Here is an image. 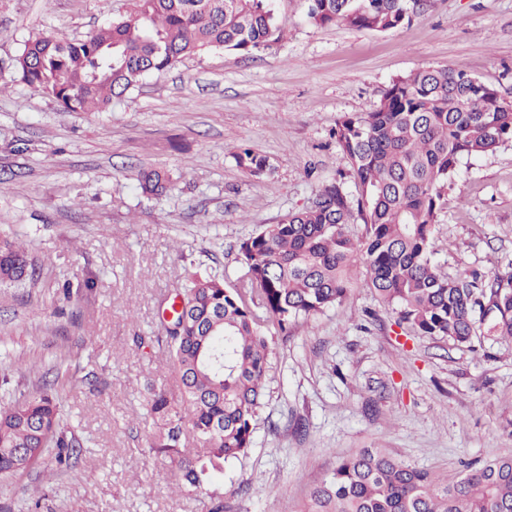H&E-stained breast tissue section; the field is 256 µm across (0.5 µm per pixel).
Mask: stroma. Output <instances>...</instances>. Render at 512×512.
Instances as JSON below:
<instances>
[{
  "label": "stroma",
  "instance_id": "obj_1",
  "mask_svg": "<svg viewBox=\"0 0 512 512\" xmlns=\"http://www.w3.org/2000/svg\"><path fill=\"white\" fill-rule=\"evenodd\" d=\"M128 0H0V232L24 242L35 280L0 284V409L55 381L76 466L0 478V512H204L176 491L174 463L148 453L147 380L172 385L153 338L194 273L246 284L239 243L307 206L323 184L355 186L332 131L375 109L393 79L448 65L512 101V0H430L406 27H318L308 0H277L284 37L250 56L213 50L153 73L104 112H64L14 79L24 43L80 42ZM246 147L269 170L234 158ZM169 190L148 197L140 171ZM433 231L450 275L512 270V142L461 161ZM89 290L66 294V284ZM365 284L324 312L260 323L270 347L247 455L211 484L224 512H310L339 457L386 449L455 477L512 453V341L476 348L401 336ZM146 336L149 346L138 347ZM238 165L253 176L264 174L269 168L267 158L255 154L251 149L244 148L236 155ZM138 187L144 194L162 195L170 184V177L158 170L143 171L137 178Z\"/></svg>",
  "mask_w": 512,
  "mask_h": 512
}]
</instances>
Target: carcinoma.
<instances>
[{"label": "carcinoma", "mask_w": 512, "mask_h": 512, "mask_svg": "<svg viewBox=\"0 0 512 512\" xmlns=\"http://www.w3.org/2000/svg\"><path fill=\"white\" fill-rule=\"evenodd\" d=\"M427 0H309L315 26L343 21L387 32L410 24ZM275 0H132L130 11L88 39L67 43L45 32L16 58L17 81L66 112H103L149 73L191 55L224 49L250 54L279 40ZM349 160L357 196L337 181L312 202L239 243L251 288L280 330L341 303L364 277L379 301L398 310L405 336H432L473 347L482 332L512 339V275L462 279L434 261L432 227L442 187L461 159L512 141V103L496 89L448 66L393 80L371 112L344 115L333 130ZM253 176L269 168L249 148L236 155ZM161 195L170 177L137 178ZM365 224L358 241L346 232ZM27 252L0 236V284L34 277ZM181 312L155 337L177 391L149 382L157 431L149 452L178 468V488L208 494L212 476L253 444L269 354L253 300L217 275H193L178 290ZM189 421L197 447L183 437ZM80 440L67 434L56 393L23 395L0 411V476L43 463L73 467ZM312 512H512V454L466 464L453 481L406 464L382 448L338 460L314 488Z\"/></svg>", "instance_id": "1"}]
</instances>
